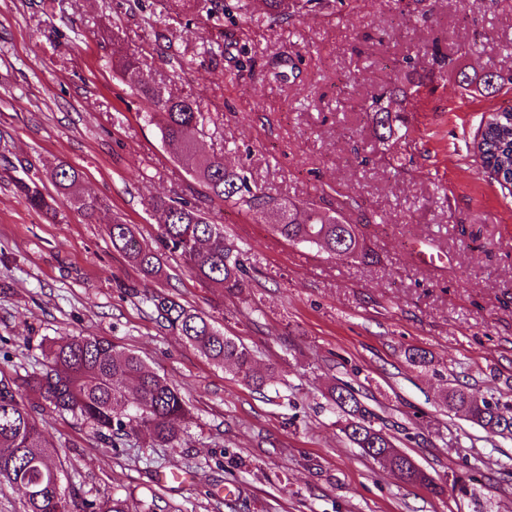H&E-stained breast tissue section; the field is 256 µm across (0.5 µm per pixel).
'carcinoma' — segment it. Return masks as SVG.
Masks as SVG:
<instances>
[{
  "label": "carcinoma",
  "mask_w": 512,
  "mask_h": 512,
  "mask_svg": "<svg viewBox=\"0 0 512 512\" xmlns=\"http://www.w3.org/2000/svg\"><path fill=\"white\" fill-rule=\"evenodd\" d=\"M206 17L211 19L232 10L251 17V0H205ZM272 24H283L314 0H259ZM150 29V46L164 54L172 37L155 26L151 16H143ZM112 69L136 75L135 94L144 103V117L160 115L161 142L169 147L199 188L176 196L156 197L149 207L161 215L157 244L141 241L133 225L119 218L108 221L112 247L125 255L144 277L161 275L159 251L180 259L197 280L229 295L239 296L245 288L239 250L226 236L224 225L212 217L215 202H232L272 223L274 230L290 242L315 246L337 258L370 259L353 224H340L344 216L316 207H300L290 202L274 203L252 188L246 171L227 169L217 155L205 153L199 140L219 127L222 116L202 111L196 100L176 85L153 77L147 64L136 55L124 53L113 42ZM367 116L380 130L384 142L408 135L402 130L401 103L368 98ZM473 148L501 186L512 184V106L502 105L487 113ZM55 195L40 187L43 178L19 185L27 204L38 211L56 214L54 196L69 198L77 212L93 218L105 206L77 192L81 172L63 162L47 175ZM146 299L157 313L158 322L172 335L194 348L218 368L226 366L247 385L261 388L274 379V370L264 375L253 370L252 352L241 342L224 335V330L205 313L188 307L172 296L151 292ZM43 368L13 376L0 375V491L25 490V512H71L70 492L64 485V470L45 445V416H69L91 429L102 444L117 448L132 441L151 447L176 448L180 435L177 424L189 415L186 401L165 376L158 374L140 355L116 351L105 336H73L50 340L42 346ZM331 399L345 416L343 432L348 440L371 459L381 458L382 466L408 484L435 495L451 490L462 496L470 493L471 475L453 476L451 484H437L410 455L395 448L391 436L375 426L377 414L358 397L355 389L342 383L333 388ZM448 403L464 410L472 423L489 436H512V403L480 397L465 389H454Z\"/></svg>",
  "instance_id": "obj_1"
}]
</instances>
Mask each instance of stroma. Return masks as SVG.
I'll return each instance as SVG.
<instances>
[{
  "label": "stroma",
  "mask_w": 512,
  "mask_h": 512,
  "mask_svg": "<svg viewBox=\"0 0 512 512\" xmlns=\"http://www.w3.org/2000/svg\"><path fill=\"white\" fill-rule=\"evenodd\" d=\"M152 3L174 34L162 56L134 0H0V371L41 368L48 339L106 336L171 379L192 415L179 447L112 449L47 416L69 491L121 512H512V437L445 401L462 385L512 401V191L471 147L484 115L512 104V84L492 97L481 85L512 69V0H336L247 29ZM116 22L124 52L222 114L208 153L276 199L342 211L372 261L290 243L227 203L215 218L247 270L231 297L167 254L162 277L144 280L66 198L53 217L30 209L17 182L64 162L150 243L148 200L191 181L132 76L112 70ZM424 45L453 70H433ZM373 92L402 99L407 139L376 138ZM416 244L439 262L419 263ZM148 291L211 316L276 382L255 391L209 364L160 326ZM411 348L431 363L411 365ZM340 383L437 483L472 474L473 495L407 485L351 445L329 400Z\"/></svg>",
  "instance_id": "obj_1"
}]
</instances>
